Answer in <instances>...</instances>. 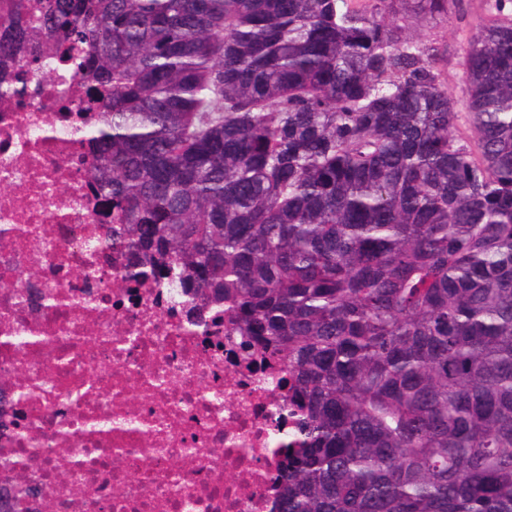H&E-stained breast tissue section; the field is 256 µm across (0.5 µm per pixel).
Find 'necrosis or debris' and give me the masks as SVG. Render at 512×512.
I'll use <instances>...</instances> for the list:
<instances>
[{"instance_id":"necrosis-or-debris-1","label":"necrosis or debris","mask_w":512,"mask_h":512,"mask_svg":"<svg viewBox=\"0 0 512 512\" xmlns=\"http://www.w3.org/2000/svg\"><path fill=\"white\" fill-rule=\"evenodd\" d=\"M34 52L55 71L28 77ZM78 61L56 35L0 55V482L25 474L20 512H271L288 389L222 312L172 299L177 268L130 279L100 246L94 148L57 133L93 108Z\"/></svg>"}]
</instances>
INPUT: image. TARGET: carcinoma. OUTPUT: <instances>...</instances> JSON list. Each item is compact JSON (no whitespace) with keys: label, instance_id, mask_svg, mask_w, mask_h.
<instances>
[{"label":"carcinoma","instance_id":"cac0c4a2","mask_svg":"<svg viewBox=\"0 0 512 512\" xmlns=\"http://www.w3.org/2000/svg\"><path fill=\"white\" fill-rule=\"evenodd\" d=\"M11 2L0 54L87 60L102 242L279 362L275 512H512V0L465 52L470 138L409 33L454 0Z\"/></svg>","mask_w":512,"mask_h":512}]
</instances>
